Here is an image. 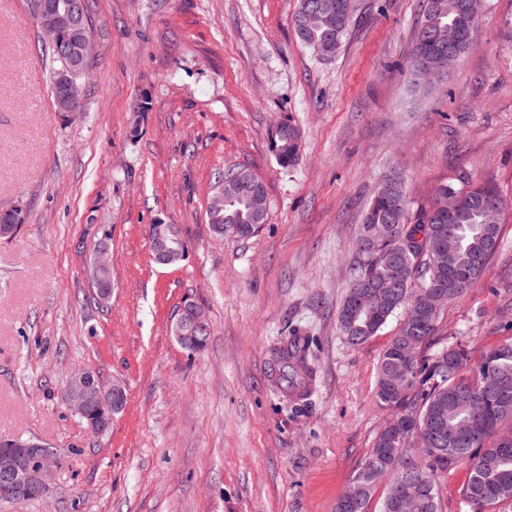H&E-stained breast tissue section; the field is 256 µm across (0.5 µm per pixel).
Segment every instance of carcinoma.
<instances>
[{"instance_id":"obj_1","label":"carcinoma","mask_w":512,"mask_h":512,"mask_svg":"<svg viewBox=\"0 0 512 512\" xmlns=\"http://www.w3.org/2000/svg\"><path fill=\"white\" fill-rule=\"evenodd\" d=\"M337 0H298L293 27L299 40L310 49L346 36L355 5L345 4L342 14L329 5ZM468 0H423V11L414 33V48L407 70H437L447 61L448 47L439 42L436 31L449 26L461 28L466 38L457 47L458 55L470 49L476 22L467 9ZM51 65L50 82L58 71L73 67L83 81L89 61L73 63L59 46L41 44ZM298 128L292 122L279 124L271 137V149L282 167L296 164L301 141L294 139ZM399 176L384 177L369 203L360 228L357 247L361 254L351 269V279L337 310L340 335L350 347H357L376 335L396 313L405 316L395 336L384 350L378 365L375 397L392 411L390 424L374 439L373 447L351 478L357 495L355 503L336 512H367L379 486H384L381 512H402L401 497L422 491L420 512H441L439 476L459 465L469 466V477L461 495L469 512H493L495 506L512 499V389L508 395L499 382L512 385V341L486 351L471 362L469 349L461 343H440V311L424 305L435 293L458 300L475 287L499 248L501 215L482 205L486 196L498 195L488 183H477L459 174L442 183V193L430 205L409 209L406 195L395 190ZM466 195V202L448 215L445 198L448 188ZM216 193L224 197V209L207 213L213 233L246 239L260 225L253 217L265 201V184L244 172L218 177ZM27 212L15 207L0 212V225L19 228ZM385 224L388 231L370 238L371 225ZM175 240L167 266L180 264L188 246L179 228L167 225ZM395 252L396 263L383 264L385 255ZM390 278L402 281L396 294L385 288L369 296L365 286ZM414 353L407 357L404 347ZM314 339L293 329L275 349L273 362L277 389L295 400V411L305 406L314 368ZM423 444V458L413 457L416 440Z\"/></svg>"}]
</instances>
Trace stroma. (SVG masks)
<instances>
[{
    "label": "stroma",
    "mask_w": 512,
    "mask_h": 512,
    "mask_svg": "<svg viewBox=\"0 0 512 512\" xmlns=\"http://www.w3.org/2000/svg\"><path fill=\"white\" fill-rule=\"evenodd\" d=\"M420 4L356 0L326 60L295 34L297 0H87L95 54L68 119L26 0H0V211L28 213L0 239V441L65 455L47 500L0 512H335L388 419L376 370L401 319L352 348L336 312L389 171L413 208L458 172L497 185L500 248L439 333L476 359L512 340V0H486L471 49L417 91ZM287 120L302 153L284 168L271 137ZM228 171L267 188L244 240L207 222ZM159 222L189 245L178 266L151 259ZM105 235L112 298L98 306L88 267ZM187 300L213 325L198 353L170 332ZM291 327L318 341L300 413L271 385ZM83 368L126 390L100 436L60 397Z\"/></svg>",
    "instance_id": "1"
}]
</instances>
